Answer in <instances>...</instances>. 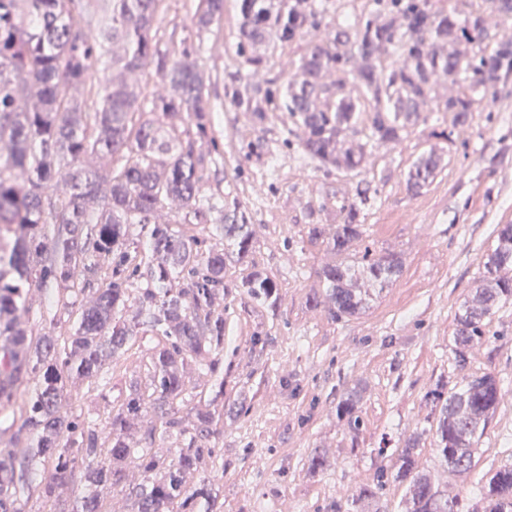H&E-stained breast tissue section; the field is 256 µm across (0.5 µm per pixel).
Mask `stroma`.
Here are the masks:
<instances>
[{
    "label": "stroma",
    "mask_w": 512,
    "mask_h": 512,
    "mask_svg": "<svg viewBox=\"0 0 512 512\" xmlns=\"http://www.w3.org/2000/svg\"><path fill=\"white\" fill-rule=\"evenodd\" d=\"M238 26V0H224L221 28L194 41L216 108L204 182L253 224L249 260L276 282L278 295L271 307L256 302L239 264L228 262L216 304L224 310V404L238 413L225 419L218 442L224 512H329L334 503L341 512H402V482L387 480L376 504L353 497L379 472H393L414 435L419 470L439 489L476 504L482 475L512 465V303L487 322L485 341L471 345L462 364L454 359L455 315L484 272L498 225L512 224V111L474 113L465 135L449 141L431 132L449 129L450 114L434 112L400 143L375 150L366 171L326 167L298 147L288 113H268L259 123L234 102L237 88L261 97L284 85L305 40L257 48L264 62L254 68L237 52ZM432 149L442 154V166L412 191L408 173ZM363 180L371 191L360 213L362 236L348 258L360 260L367 249L393 253L403 272L364 312L336 318L327 305L309 302L324 287L320 270L335 256L308 232L314 224L340 223L342 206L356 201ZM29 309L37 333L70 335L78 319L76 309L49 305L37 289ZM154 343L144 334L118 359L106 399L68 384L74 411L107 415L142 378ZM484 373L499 382L497 408L471 473L453 475L434 447L431 393ZM355 388L362 419L356 430L338 412ZM317 450L331 465L314 474L308 460Z\"/></svg>",
    "instance_id": "stroma-1"
}]
</instances>
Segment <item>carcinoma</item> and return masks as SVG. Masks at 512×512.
I'll list each match as a JSON object with an SVG mask.
<instances>
[{
	"label": "carcinoma",
	"instance_id": "carcinoma-1",
	"mask_svg": "<svg viewBox=\"0 0 512 512\" xmlns=\"http://www.w3.org/2000/svg\"><path fill=\"white\" fill-rule=\"evenodd\" d=\"M163 0H0V406L11 409L9 442L28 445L23 455L0 449V512H24L22 494L31 487L35 466L51 463L38 489L54 512H224L216 481L224 457L216 442L224 420V381L204 397L185 395L182 375L194 365L216 372L224 353V312L214 300L224 286L229 257L248 263L254 231L237 209L203 204L200 142L211 129L208 77L199 68L192 36L160 47L157 16ZM326 7L313 0H239L238 51L245 63L262 59L252 50L275 49L308 37L307 47L279 97L259 98L244 90L237 105L257 121L272 110L287 112L300 131L303 151L323 166L360 172L372 151L404 140L427 123L429 112L451 113L450 139L468 127L472 113L497 104L500 86L512 83V40L488 25L493 15L512 21V0H483L464 13L433 9L430 0H375L356 31L322 24ZM224 19V0H198L195 33ZM112 44V81L92 92L88 82ZM149 71L171 92L141 97L135 78ZM336 80L323 81L327 73ZM466 83L444 101L432 97L435 76ZM109 156L112 167L95 160ZM435 150L409 173L417 191L439 168ZM175 203L181 224L208 223L218 212L219 240L206 255L195 238L151 217ZM360 210L347 207L342 223L325 236L315 224L310 240H320L340 260L321 272L325 288L313 296L335 317H352L373 292L395 282L403 269L395 254L365 252L359 262L348 253L360 236ZM148 226L149 249L131 273L130 229ZM115 256L113 279L88 289L98 277L94 257ZM82 267L85 279L75 280ZM145 269L146 287L130 279ZM56 285L51 301L75 306L90 290L92 301L78 309V325L64 340L35 336L23 320L33 288ZM248 294L267 304L277 299L274 281L251 269L243 277ZM512 301V224L498 233L485 272L456 314L454 351L484 337V322ZM151 332L144 380L130 384L127 398L105 419L74 417L67 383L87 391L112 384L114 362L128 353L138 334ZM34 381L22 395L20 386ZM499 399L495 376L466 379L439 396L434 443L448 472L473 468L475 449L486 433ZM360 392L342 401L340 415L358 427ZM192 405L194 421L183 426L181 409ZM154 408L147 434H138L142 411ZM110 428L109 446L98 429ZM176 448L159 450L172 432ZM419 438L408 440L397 458L395 479L408 482L403 512H469L461 500L435 487L418 470ZM199 475L190 485L186 477ZM385 473L361 487L355 500L374 499ZM82 496H70L73 486ZM484 512H512V466L482 476L478 489Z\"/></svg>",
	"mask_w": 512,
	"mask_h": 512
}]
</instances>
